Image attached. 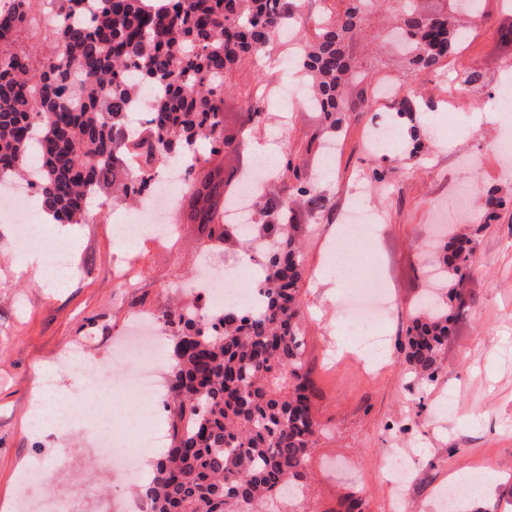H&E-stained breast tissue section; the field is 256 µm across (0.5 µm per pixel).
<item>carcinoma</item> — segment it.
Listing matches in <instances>:
<instances>
[{"label":"carcinoma","mask_w":512,"mask_h":512,"mask_svg":"<svg viewBox=\"0 0 512 512\" xmlns=\"http://www.w3.org/2000/svg\"><path fill=\"white\" fill-rule=\"evenodd\" d=\"M375 0H359L340 13L326 11L302 42L295 66L310 82L323 131L349 124L358 105L343 86L356 77L346 46L361 38ZM0 14V183L28 177L44 208L60 224H84L105 190L141 197L148 180L132 174L130 147L153 170L199 140L210 152L237 148L224 133V82L246 62H259L295 0H13ZM58 21L48 31L56 46L36 55L22 36L43 9ZM468 31L451 16L409 22L404 36L412 81L442 73L448 48ZM462 88L488 86L478 71H456ZM156 95L146 133L131 138L128 112L147 90ZM424 101L412 87L397 116L410 120L407 149L414 157L426 133L413 122ZM296 193L312 211L325 208L308 175L296 177ZM507 200L492 189L480 200L477 224H490ZM288 202L268 197L258 210L259 237L278 245L262 252L261 305L246 312L218 309L195 315L181 306L164 316L173 340L167 357L170 443L152 461L137 490L149 512H316L305 506L308 462L319 434L318 388L304 362L302 299L304 265L300 226L273 222ZM189 222L209 227L216 243L244 250L251 243L224 223V180L199 203ZM474 240L458 234L443 245L447 292L423 302L406 330L408 368L419 383L437 380L441 355L452 335V310L472 269ZM365 512L346 495L339 508Z\"/></svg>","instance_id":"1"}]
</instances>
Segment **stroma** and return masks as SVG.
I'll return each instance as SVG.
<instances>
[{"label":"stroma","mask_w":512,"mask_h":512,"mask_svg":"<svg viewBox=\"0 0 512 512\" xmlns=\"http://www.w3.org/2000/svg\"><path fill=\"white\" fill-rule=\"evenodd\" d=\"M394 22L392 10L378 6L367 17L362 38L351 52L366 82L351 86L350 97L370 95L373 83L403 81L405 56L389 48L386 38ZM468 39L449 55V70L467 65L493 75L512 73V51L503 49L500 33L512 24V9L502 0H488L484 14L464 18ZM282 63L271 70L249 66L232 75L224 102L227 128L242 117L235 106L245 95L268 93L273 80H289L285 49ZM447 74L418 80L415 90L430 101L420 120L428 131L424 155L412 158L400 148L369 154L365 133L388 115L362 107L339 137L338 153L329 163L319 156L324 137L315 112L300 105L271 111L250 124L236 151L212 157L225 170L249 166L255 146L278 145L282 158L293 159L309 173H321L328 223H314L306 207L295 208L301 230L306 275L302 284L305 311L304 358L313 368L321 392L317 415L326 431L308 464L311 505L329 512L347 494L361 496L367 512H442L438 495L455 474L496 468L497 479L469 512H504L503 485L512 467V206L495 223L452 224V233L475 234L478 260L465 285V307L456 313L454 331L442 358L437 380L418 384L405 362V333L415 304L430 287L426 270L438 263L432 246L437 204L456 207L459 191L480 194L489 187L512 195V174L501 168L493 145L512 114H447ZM391 169L386 185L374 187L364 199L351 193L366 182L373 167ZM378 208L384 216L382 237L372 267L388 277L398 306L382 328L387 355L375 374L350 352H337L336 330L342 319L336 308L341 291L335 282L320 283L315 272L326 260V243L341 211L357 203ZM29 212L16 222L0 223V512H15L20 497L51 499L56 512H126L133 497L128 478L93 474L91 461L105 428L120 426L138 411V395L123 410L108 400L75 417L63 431L38 432L26 426L37 373L56 367L57 391L73 392L67 372L76 357L104 367L115 338L126 332L129 319L143 308L156 315L179 303L183 282L193 278L203 261L233 265L241 251L215 247L201 224L180 223L177 213L164 216L177 224L174 239H129L122 225L98 220L91 224H57L46 228L49 238L72 236L76 244L74 273L66 287L53 288L30 271L20 270L14 244L16 224L29 222ZM131 263L137 287L119 288L112 270ZM63 448L83 455L67 470L47 468L42 477L24 481L35 457L50 459ZM401 448L408 457L399 477H392L385 451Z\"/></svg>","instance_id":"stroma-1"}]
</instances>
